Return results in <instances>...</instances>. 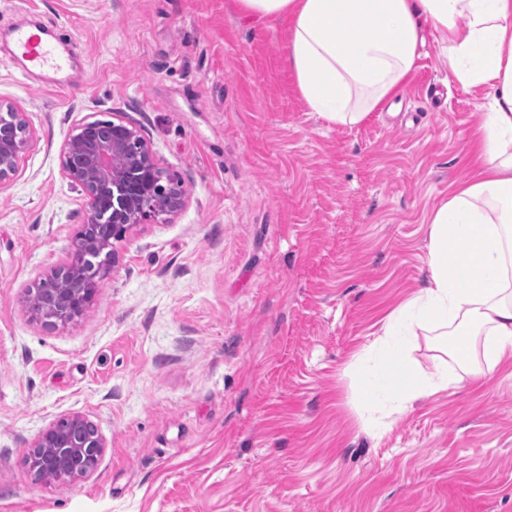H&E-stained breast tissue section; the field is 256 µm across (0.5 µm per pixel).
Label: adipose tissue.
<instances>
[{
	"instance_id": "obj_1",
	"label": "adipose tissue",
	"mask_w": 512,
	"mask_h": 512,
	"mask_svg": "<svg viewBox=\"0 0 512 512\" xmlns=\"http://www.w3.org/2000/svg\"><path fill=\"white\" fill-rule=\"evenodd\" d=\"M244 18H284V62L318 118L354 126L381 110L412 77L425 29L448 68L485 94L473 175L431 215L428 275L392 311L360 357L378 370L353 380L372 407L447 390L456 363L476 378L512 362V0H238ZM434 370L412 355L418 338Z\"/></svg>"
}]
</instances>
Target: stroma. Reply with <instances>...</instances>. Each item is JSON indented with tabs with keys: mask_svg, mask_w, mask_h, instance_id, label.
<instances>
[{
	"mask_svg": "<svg viewBox=\"0 0 512 512\" xmlns=\"http://www.w3.org/2000/svg\"><path fill=\"white\" fill-rule=\"evenodd\" d=\"M39 21L73 59L65 88L10 55ZM287 37L237 0H0V101L35 132L0 191V512H512V366L385 412L348 374L427 276L485 100L430 31L393 107L330 124ZM114 118L187 201L136 226L82 318L49 328L27 291L88 217L60 150ZM67 413L104 454L75 483L34 481L25 456Z\"/></svg>",
	"mask_w": 512,
	"mask_h": 512,
	"instance_id": "35a3bbf8",
	"label": "stroma"
}]
</instances>
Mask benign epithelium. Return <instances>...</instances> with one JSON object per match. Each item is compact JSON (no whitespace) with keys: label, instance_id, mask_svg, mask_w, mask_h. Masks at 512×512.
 I'll list each match as a JSON object with an SVG mask.
<instances>
[{"label":"benign epithelium","instance_id":"obj_1","mask_svg":"<svg viewBox=\"0 0 512 512\" xmlns=\"http://www.w3.org/2000/svg\"><path fill=\"white\" fill-rule=\"evenodd\" d=\"M33 141L26 114L0 102V189L16 175ZM64 176L87 200V221L77 228L68 260L28 290L29 308L52 328L81 318L116 260V246L148 221H165L186 202L181 183L160 164L141 131L123 119L84 121L61 150ZM79 413L56 417L29 448L33 478L45 469L71 484L90 475L105 450L98 430Z\"/></svg>","mask_w":512,"mask_h":512}]
</instances>
